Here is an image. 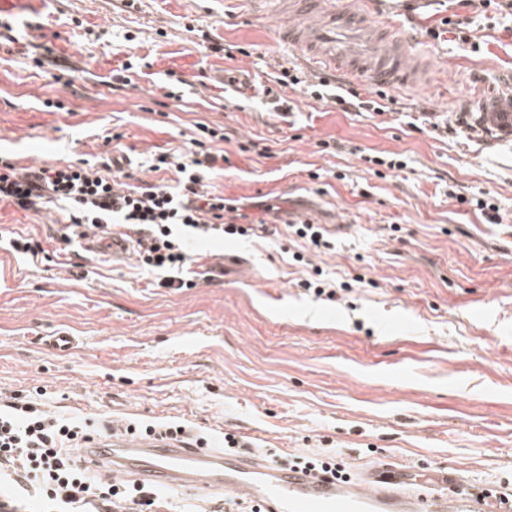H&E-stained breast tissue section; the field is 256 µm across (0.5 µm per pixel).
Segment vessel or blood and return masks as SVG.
<instances>
[{"label":"vessel or blood","instance_id":"obj_1","mask_svg":"<svg viewBox=\"0 0 512 512\" xmlns=\"http://www.w3.org/2000/svg\"><path fill=\"white\" fill-rule=\"evenodd\" d=\"M275 11L277 39L309 56L317 69L376 87L414 85L409 35L357 10L351 0H277ZM80 455L105 468L113 482L235 493L262 512H487L483 493H459L457 476L444 470L424 475L385 465L364 481L340 482L253 451L225 455L182 435L136 436L117 422L85 443Z\"/></svg>","mask_w":512,"mask_h":512}]
</instances>
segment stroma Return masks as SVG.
Wrapping results in <instances>:
<instances>
[{"label": "stroma", "mask_w": 512, "mask_h": 512, "mask_svg": "<svg viewBox=\"0 0 512 512\" xmlns=\"http://www.w3.org/2000/svg\"><path fill=\"white\" fill-rule=\"evenodd\" d=\"M376 14L410 33L428 69L419 86L388 88L382 113L310 97L324 71L246 0H18L0 12L13 28L0 43V154L21 167L112 156L153 181L152 154L186 150L198 123L223 126L233 140L211 143L228 157L216 192L253 217L322 224L333 242H201L216 279L175 290L134 258L61 250L60 208L2 203L0 401L29 395L97 426L179 421L212 444L232 433L287 453L326 439L353 468L446 466L469 490L512 478V133L477 122L512 95V32L461 0H377ZM450 16L469 20V43L430 36ZM290 64L301 85L270 97L215 76L225 67L263 89ZM424 111L429 123L409 126ZM392 155L403 170L382 165ZM18 235L41 253L11 251ZM314 267L364 283L325 302L298 286ZM57 329L80 336L73 352L34 339Z\"/></svg>", "instance_id": "35a3bbf8"}]
</instances>
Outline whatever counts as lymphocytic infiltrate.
Wrapping results in <instances>:
<instances>
[{
    "instance_id": "lymphocytic-infiltrate-1",
    "label": "lymphocytic infiltrate",
    "mask_w": 512,
    "mask_h": 512,
    "mask_svg": "<svg viewBox=\"0 0 512 512\" xmlns=\"http://www.w3.org/2000/svg\"><path fill=\"white\" fill-rule=\"evenodd\" d=\"M220 159L216 152L188 150L176 156L154 155L151 171L171 172L175 180L141 181L119 188L111 162L101 167L74 164L16 168L0 162V202L38 210L47 202L63 203L67 222L57 240L71 246L79 233L102 232L119 224L131 243L140 269L157 274L163 288H191L188 273L194 262L190 240L223 241L248 233L269 234L261 219L241 225L227 218L228 201L205 182ZM88 424L42 409L28 397L0 404V512H27L30 501L47 512H173L175 505L157 490L131 483L109 484L83 463L77 453L88 439ZM271 462L337 478L348 477L340 451L290 454L267 448Z\"/></svg>"
}]
</instances>
